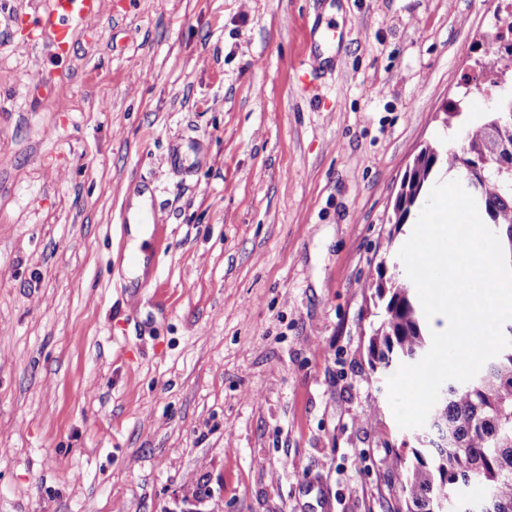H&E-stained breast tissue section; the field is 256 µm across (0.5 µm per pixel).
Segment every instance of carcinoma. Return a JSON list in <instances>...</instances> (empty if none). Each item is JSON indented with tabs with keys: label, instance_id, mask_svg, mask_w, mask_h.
<instances>
[{
	"label": "carcinoma",
	"instance_id": "1",
	"mask_svg": "<svg viewBox=\"0 0 512 512\" xmlns=\"http://www.w3.org/2000/svg\"><path fill=\"white\" fill-rule=\"evenodd\" d=\"M497 37L485 49L482 92L506 86L498 66L504 38L512 25L497 18ZM448 121L462 127L460 148L427 145L404 175L394 206V231L385 253L395 250V233L407 223L441 169L466 181L512 260V96L490 112L473 118L464 99L451 100ZM379 320L371 327L368 352L386 368L420 360L431 346V334L415 286L399 272L378 270ZM406 455L395 456L396 482L405 512H439V504L478 484L486 512H512V347L489 360L470 381L446 382L427 423L406 435Z\"/></svg>",
	"mask_w": 512,
	"mask_h": 512
}]
</instances>
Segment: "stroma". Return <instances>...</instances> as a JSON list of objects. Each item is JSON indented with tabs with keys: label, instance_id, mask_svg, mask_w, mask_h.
Masks as SVG:
<instances>
[{
	"label": "stroma",
	"instance_id": "stroma-1",
	"mask_svg": "<svg viewBox=\"0 0 512 512\" xmlns=\"http://www.w3.org/2000/svg\"><path fill=\"white\" fill-rule=\"evenodd\" d=\"M44 2L0 0V512H400L376 270L512 0H105L59 95ZM140 189L167 238L135 279Z\"/></svg>",
	"mask_w": 512,
	"mask_h": 512
}]
</instances>
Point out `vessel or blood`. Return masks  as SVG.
Segmentation results:
<instances>
[{
  "label": "vessel or blood",
  "mask_w": 512,
  "mask_h": 512,
  "mask_svg": "<svg viewBox=\"0 0 512 512\" xmlns=\"http://www.w3.org/2000/svg\"><path fill=\"white\" fill-rule=\"evenodd\" d=\"M104 0H46L32 25L29 39L44 42L50 54L61 59L68 55L76 34L103 11ZM125 224H148L154 235H161L164 221L154 205L135 213L123 212Z\"/></svg>",
  "instance_id": "1"
}]
</instances>
